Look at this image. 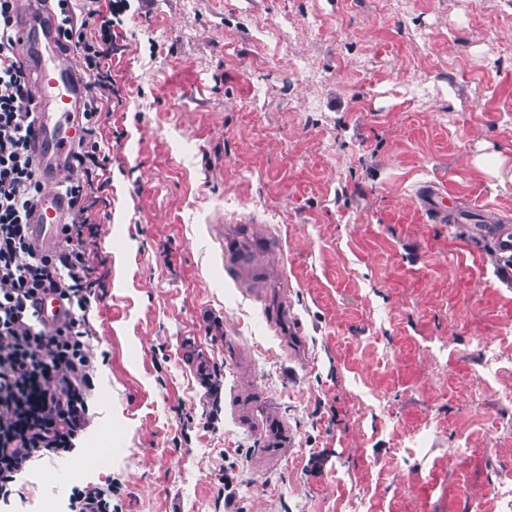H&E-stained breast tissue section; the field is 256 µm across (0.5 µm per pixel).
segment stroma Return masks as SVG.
I'll return each instance as SVG.
<instances>
[{
	"label": "stroma",
	"mask_w": 512,
	"mask_h": 512,
	"mask_svg": "<svg viewBox=\"0 0 512 512\" xmlns=\"http://www.w3.org/2000/svg\"><path fill=\"white\" fill-rule=\"evenodd\" d=\"M116 44L112 467L43 458L0 512L88 483L115 512H512V278L482 230L512 226V0H131ZM240 224L272 236L262 303L224 269ZM262 434L268 445L271 446L270 450H275L280 453L286 451L285 447L289 445V441L286 442L281 439L287 437L285 427L274 417H270L269 415L265 417L262 423ZM281 443H283L282 446H280ZM276 446L282 448H276Z\"/></svg>",
	"instance_id": "35a3bbf8"
}]
</instances>
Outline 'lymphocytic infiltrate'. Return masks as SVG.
<instances>
[{
  "label": "lymphocytic infiltrate",
  "mask_w": 512,
  "mask_h": 512,
  "mask_svg": "<svg viewBox=\"0 0 512 512\" xmlns=\"http://www.w3.org/2000/svg\"><path fill=\"white\" fill-rule=\"evenodd\" d=\"M17 0H0V496L9 497L44 454L80 448L91 424L89 397L97 358L89 313L101 298L103 258L93 213L111 161L97 139L112 100V33L130 0H58V35L80 55L87 77L86 136L63 188L71 203L59 252L34 257L27 214L42 192L27 143L35 121L28 73L15 57ZM66 301L64 320L49 325L30 308L40 293Z\"/></svg>",
  "instance_id": "lymphocytic-infiltrate-1"
}]
</instances>
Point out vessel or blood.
<instances>
[{
	"instance_id": "vessel-or-blood-1",
	"label": "vessel or blood",
	"mask_w": 512,
	"mask_h": 512,
	"mask_svg": "<svg viewBox=\"0 0 512 512\" xmlns=\"http://www.w3.org/2000/svg\"><path fill=\"white\" fill-rule=\"evenodd\" d=\"M53 0H21L15 26L19 59L31 76L36 121L28 139L44 191L29 214V243L41 256L60 246V229L69 213L68 199L58 185L72 164L82 136L81 108L86 86L73 65L71 46L56 33ZM39 317L53 324L63 320L67 307L57 295L36 300Z\"/></svg>"
}]
</instances>
